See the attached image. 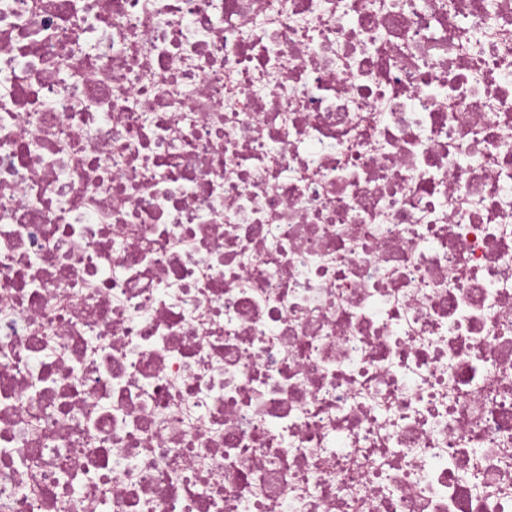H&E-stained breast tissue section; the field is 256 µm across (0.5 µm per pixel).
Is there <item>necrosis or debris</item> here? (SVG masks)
Returning <instances> with one entry per match:
<instances>
[{
	"mask_svg": "<svg viewBox=\"0 0 512 512\" xmlns=\"http://www.w3.org/2000/svg\"><path fill=\"white\" fill-rule=\"evenodd\" d=\"M0 512H512V0H0Z\"/></svg>",
	"mask_w": 512,
	"mask_h": 512,
	"instance_id": "necrosis-or-debris-1",
	"label": "necrosis or debris"
}]
</instances>
